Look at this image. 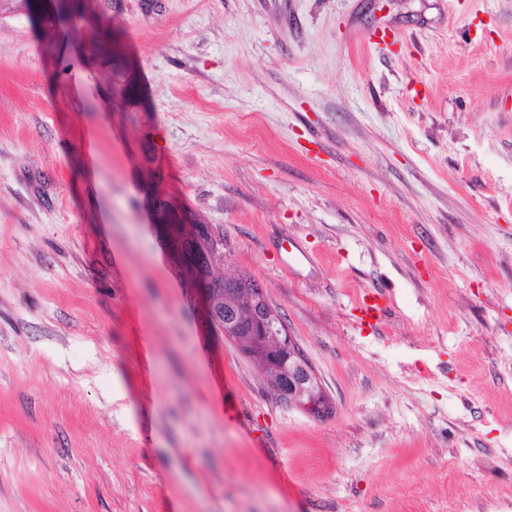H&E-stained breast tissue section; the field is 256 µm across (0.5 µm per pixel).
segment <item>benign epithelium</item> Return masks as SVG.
Here are the masks:
<instances>
[{
	"instance_id": "benign-epithelium-1",
	"label": "benign epithelium",
	"mask_w": 512,
	"mask_h": 512,
	"mask_svg": "<svg viewBox=\"0 0 512 512\" xmlns=\"http://www.w3.org/2000/svg\"><path fill=\"white\" fill-rule=\"evenodd\" d=\"M181 247L192 268L195 288L205 300L210 322L224 327V335L231 338L236 337L238 326L251 325V335L240 342L245 355L256 361L276 397L310 415H324L327 400L314 368L293 336L268 333L272 314L264 309L262 299L250 294L246 296L247 309H242L235 295L223 294V288L233 284L236 276L215 277L201 272L190 240L182 241Z\"/></svg>"
}]
</instances>
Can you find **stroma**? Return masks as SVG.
I'll return each mask as SVG.
<instances>
[{
  "instance_id": "obj_1",
  "label": "stroma",
  "mask_w": 512,
  "mask_h": 512,
  "mask_svg": "<svg viewBox=\"0 0 512 512\" xmlns=\"http://www.w3.org/2000/svg\"><path fill=\"white\" fill-rule=\"evenodd\" d=\"M68 14L0 19V512H512V0ZM160 202L329 414L209 322Z\"/></svg>"
}]
</instances>
